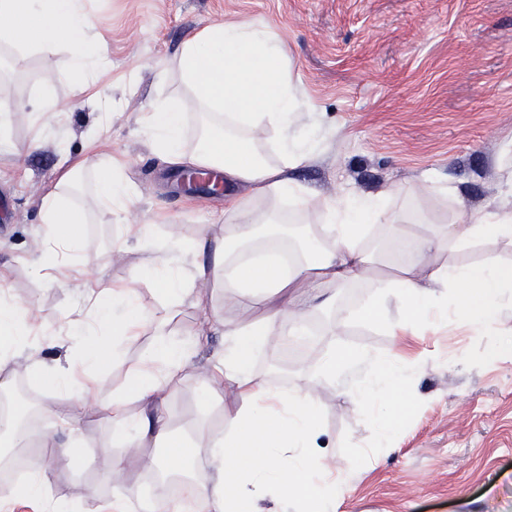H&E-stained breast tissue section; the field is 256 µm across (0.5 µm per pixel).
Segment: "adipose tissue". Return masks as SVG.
<instances>
[{"label":"adipose tissue","mask_w":512,"mask_h":512,"mask_svg":"<svg viewBox=\"0 0 512 512\" xmlns=\"http://www.w3.org/2000/svg\"><path fill=\"white\" fill-rule=\"evenodd\" d=\"M88 0H0V45L33 52L66 44L77 70L106 62L105 38ZM165 77L179 79L210 120L200 145H184L183 99L174 95L140 112L138 124L163 159L172 165L219 170L224 183L237 187L226 201V222L220 229L199 225L191 240L157 238L151 224H127L112 248H139L154 253L151 274L164 309L181 298H192L200 318L190 341L157 334L153 349L131 370L122 388L102 410L112 423V439L125 448H160L154 462L160 474L187 476L190 497L155 496L147 512H288L299 500L303 512H336L345 492L328 464L336 441L319 426L320 408L308 387L280 391L259 381L252 371L255 354L269 337L303 335L324 305L323 289L371 279L376 299L355 310L356 318L383 321L381 303L397 298L399 320L385 323L390 336H418L457 319L495 328L506 336L512 352V323L500 315L504 289L512 288V267L437 263L440 254L470 245L512 244V172L502 176V201L455 224L422 221L409 231L407 214L390 209L381 196L347 194L314 205L310 190L288 178L289 169L308 162L318 149L311 136L292 126L301 89L291 76L285 42L270 28L249 21L202 28L179 52L160 65ZM261 128L265 141L252 132ZM63 173L43 200L49 263H34L50 282L69 279L82 251L76 230L85 216L72 200L74 174L90 166L89 156L62 159ZM122 162L107 157L97 171L99 206L123 218L138 204L137 195L120 178ZM319 209L318 233H307L300 248H289L267 225L288 223L290 217ZM384 232L387 243L410 259L395 277H369L383 255L368 253L361 241L367 225ZM198 256L194 270L182 274V255ZM138 271L114 282L97 277L86 283L79 311L86 335L111 329L132 343L153 326L158 311L140 303ZM223 289L235 308L234 319L221 318L214 291ZM454 297H447V289ZM120 305L110 316L103 299ZM224 335V355L204 375L209 392L232 395L233 409L223 411L224 431L213 434L208 420H199L193 439L173 438L168 401L178 390L187 363L215 333ZM43 324L32 308L0 288V400H11L18 359L29 361L34 373L48 376L66 394V405L42 409L46 424L35 431L20 426L14 412L0 411V443L26 448L30 456L22 497L34 500L39 512H75L51 492L56 479L53 456L60 447L81 440V408L94 393L104 356L98 345H87L82 367L58 355V344L45 338ZM401 369L379 360L371 380L346 391L348 402L368 416L378 443L400 423L398 402ZM210 450V468L200 472L192 462L201 446Z\"/></svg>","instance_id":"ef3b65f1"}]
</instances>
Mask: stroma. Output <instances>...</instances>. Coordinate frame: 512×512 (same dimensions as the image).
I'll return each instance as SVG.
<instances>
[{
  "label": "stroma",
  "instance_id": "35a3bbf8",
  "mask_svg": "<svg viewBox=\"0 0 512 512\" xmlns=\"http://www.w3.org/2000/svg\"><path fill=\"white\" fill-rule=\"evenodd\" d=\"M89 8L107 40L103 69L76 72L62 47L9 61L11 76L0 81V99L13 108L0 136L14 146L0 157V271L9 293L31 305L67 351L81 352L88 342L75 322L81 284L48 282L31 266L42 254L41 205L58 178L61 149L77 155L93 142L100 154L124 157L122 175L140 197L125 221L140 224L162 214L157 237L189 238L198 225L224 222L223 196L177 190L178 167L149 147L136 121L176 89L156 62L204 26L253 21L285 40L292 77L318 107L322 132L317 154L288 175L311 188L315 201L348 192L380 195L413 182L415 195L391 198V207L451 223L497 200L499 151L512 141V0H90ZM89 84L111 97V122L88 104ZM47 87L60 116L32 151L31 114ZM431 183L448 187V195L429 192ZM76 185L73 201L87 217L78 230L93 271L119 281L140 268V300L158 306L153 253L113 252L120 229L113 216L98 211L92 174L79 175ZM373 296L368 281L336 289L341 322L334 334L319 320L318 343L289 350L273 336L252 361L263 381L293 388L327 350L367 351L343 385L312 382L321 426L336 439L329 463L347 483L338 512H512V357L501 351L496 331L452 319L399 344L380 325L347 320L348 311ZM99 343L123 359L101 367L94 400L103 403L125 384L154 337L125 344L107 331ZM223 352V336H213L186 367L168 405L175 437L189 435L204 406L213 430H220L225 401L206 391L199 375ZM376 358L405 364L401 398L409 410L390 448L375 447L372 422L340 392L367 380ZM83 442L58 450L53 494L83 512H99L124 484L120 473L108 471L111 423L86 415Z\"/></svg>",
  "mask_w": 512,
  "mask_h": 512
}]
</instances>
